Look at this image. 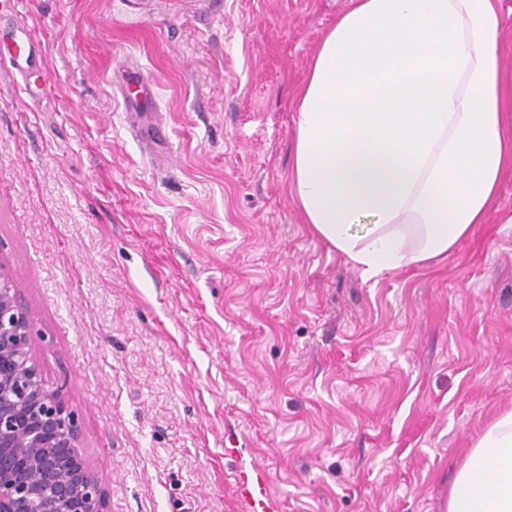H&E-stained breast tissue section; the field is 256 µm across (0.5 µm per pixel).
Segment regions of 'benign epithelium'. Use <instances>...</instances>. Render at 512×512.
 <instances>
[{
  "mask_svg": "<svg viewBox=\"0 0 512 512\" xmlns=\"http://www.w3.org/2000/svg\"><path fill=\"white\" fill-rule=\"evenodd\" d=\"M41 332L0 259V512H103L105 490L82 446L79 411L46 385Z\"/></svg>",
  "mask_w": 512,
  "mask_h": 512,
  "instance_id": "1",
  "label": "benign epithelium"
}]
</instances>
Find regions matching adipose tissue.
Listing matches in <instances>:
<instances>
[{
  "label": "adipose tissue",
  "instance_id": "obj_1",
  "mask_svg": "<svg viewBox=\"0 0 512 512\" xmlns=\"http://www.w3.org/2000/svg\"><path fill=\"white\" fill-rule=\"evenodd\" d=\"M499 28L496 0H349L318 46L294 102L290 193L363 279L484 223L512 165ZM446 512H512V411L466 457Z\"/></svg>",
  "mask_w": 512,
  "mask_h": 512
}]
</instances>
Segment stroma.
I'll return each instance as SVG.
<instances>
[{
    "label": "stroma",
    "instance_id": "obj_1",
    "mask_svg": "<svg viewBox=\"0 0 512 512\" xmlns=\"http://www.w3.org/2000/svg\"><path fill=\"white\" fill-rule=\"evenodd\" d=\"M348 0H21L0 64V256L105 512H446L512 411V166L448 255L364 280L289 193L293 102ZM156 91L137 137L125 70ZM12 1V13L7 27L2 28L0 23V40L9 42L13 46L10 63L15 72L23 76L32 62L36 49L27 29L18 18V2L17 0ZM266 471L256 464L241 465L236 473L235 488L239 500L249 512H278L279 502L268 490Z\"/></svg>",
    "mask_w": 512,
    "mask_h": 512
}]
</instances>
